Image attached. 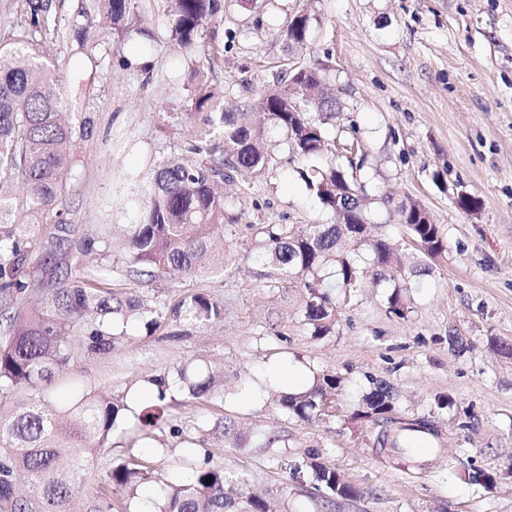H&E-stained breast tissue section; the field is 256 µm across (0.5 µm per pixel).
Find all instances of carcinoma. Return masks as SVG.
<instances>
[{"mask_svg": "<svg viewBox=\"0 0 512 512\" xmlns=\"http://www.w3.org/2000/svg\"><path fill=\"white\" fill-rule=\"evenodd\" d=\"M171 20V36L185 52L204 59L210 68L224 61V44L218 29L224 18V0H165ZM110 33L122 37L143 34L132 0H96ZM56 0H22L20 23L24 38L0 43V302L16 306L29 289L39 287L43 305L11 317L0 327V395L18 387L33 391L7 419L0 418V512H72L79 474L89 465L96 448L112 438L120 411L127 404L87 395L64 409L45 404L36 391L69 368L80 351L108 352L112 330L118 323L144 317L139 300L130 292L109 288L115 277L156 278L169 270L195 276L209 266L215 252L225 249L230 225L224 223L226 202L216 188L225 181L245 179L258 170L270 169L272 152L265 132L284 134L296 159L336 152L338 133L328 125L340 109L326 67L309 66L285 58L253 112L224 111V93L205 79L191 92V119L199 121L200 144L194 158L173 157L154 168L145 198L136 201L142 214L137 224L125 227L123 260L87 266L83 263L93 246L89 238H73L70 225L54 222V233L45 244L31 243L30 226L58 205L66 187L70 156L76 135L91 132L86 118L79 128L61 116V95L55 68L41 60L37 48L59 37L54 23ZM65 32L79 52L91 40L88 10L82 6ZM310 18L298 13L289 21L283 37L288 45L306 40ZM366 160L348 159L340 165L301 168L299 175L315 192L324 208L337 217L333 224H253L254 250L272 272L268 288L297 277L307 290L305 319L312 335L323 336L336 317V302L350 300L351 291L366 280H391L402 274L399 249L376 232L371 221L373 204L391 205L387 193L375 199L349 170H359ZM398 224L418 250L435 261L448 254V232L433 222L431 214L415 201L396 206ZM331 268L326 281L322 271ZM389 312L408 318L409 305L399 291L387 299ZM183 320L208 323L224 316V305L201 294L184 298L178 305ZM93 321L97 328L73 345L68 330ZM188 396L210 399L218 386L214 371L179 369ZM157 386L158 403L138 414L142 437L149 438L164 420L167 405L163 381ZM344 379L336 374H316L304 390L281 395L279 407L290 419L311 421L333 416L336 396ZM379 429L382 448H409L425 441L440 443L441 430L426 417L396 415L392 388L380 383L363 396L350 415ZM31 477L21 494L15 471ZM316 480L327 494L355 498L358 491L345 483L335 469L312 464ZM211 479L206 483L205 479ZM112 483L133 498L138 488L152 482L145 467L130 457L114 466ZM158 512H269L265 501L231 486L224 468L194 470L185 482L158 487Z\"/></svg>", "mask_w": 512, "mask_h": 512, "instance_id": "carcinoma-1", "label": "carcinoma"}]
</instances>
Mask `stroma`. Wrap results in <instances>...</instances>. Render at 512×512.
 Here are the masks:
<instances>
[{
	"instance_id": "stroma-1",
	"label": "stroma",
	"mask_w": 512,
	"mask_h": 512,
	"mask_svg": "<svg viewBox=\"0 0 512 512\" xmlns=\"http://www.w3.org/2000/svg\"><path fill=\"white\" fill-rule=\"evenodd\" d=\"M224 64L207 72L229 112L251 111L271 85V62L290 56L327 65L344 139L367 154L358 180L373 196L423 204L448 231V255L426 274L389 208L373 219L404 255L409 272L357 289L338 304L330 332L314 337L304 322L298 280L267 287L254 257L255 224H328L333 220L298 174L302 163L271 133L274 167L224 186L235 217L231 260L193 277L178 274L113 281L133 292L157 323L125 325L110 352L83 353L40 393L64 408L84 394L132 396L151 377L165 379L179 406L153 439L114 436L98 448L76 490L77 512H150L155 487L125 499L110 479L116 460L136 456L161 479H184L201 464L247 481L246 493L273 512H512V0H224ZM149 34L110 39L95 59L66 39L44 44L73 123L91 117L78 139L60 206L78 236L134 224L128 204L143 195L159 161L186 157L194 143L188 117L193 66L170 37L164 0H135ZM310 17L303 46L288 48L282 30L298 11ZM478 197L474 213L455 198ZM402 290L412 311L401 319L387 296ZM204 294L224 304L222 321L191 325L179 301ZM212 368L221 395L189 400L181 366ZM341 375L347 387L336 414L312 422L287 418L277 404L288 392L269 382L271 368ZM391 385L402 416H433L444 450L401 469L393 452L372 448L373 430L348 417L376 383ZM448 399L440 409L438 398ZM234 423V448L215 425ZM275 432L274 446L263 435ZM335 468L360 496L326 499L312 473L293 478L292 463ZM497 472L485 488L471 466Z\"/></svg>"
}]
</instances>
